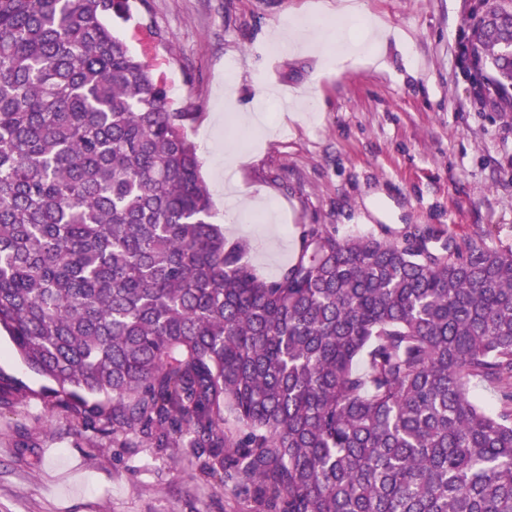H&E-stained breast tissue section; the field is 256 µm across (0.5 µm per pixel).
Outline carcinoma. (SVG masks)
<instances>
[{
	"instance_id": "cac0c4a2",
	"label": "carcinoma",
	"mask_w": 512,
	"mask_h": 512,
	"mask_svg": "<svg viewBox=\"0 0 512 512\" xmlns=\"http://www.w3.org/2000/svg\"><path fill=\"white\" fill-rule=\"evenodd\" d=\"M129 0H0V330L86 430L188 448L248 512H512V249L212 222ZM466 19L512 110V0ZM483 382L491 408L471 394ZM21 392L0 376V408Z\"/></svg>"
}]
</instances>
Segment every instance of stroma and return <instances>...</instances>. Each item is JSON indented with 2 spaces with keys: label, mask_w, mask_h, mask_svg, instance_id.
<instances>
[{
  "label": "stroma",
  "mask_w": 512,
  "mask_h": 512,
  "mask_svg": "<svg viewBox=\"0 0 512 512\" xmlns=\"http://www.w3.org/2000/svg\"><path fill=\"white\" fill-rule=\"evenodd\" d=\"M343 19L337 0H135L112 32L181 88L205 181L236 165L239 220L228 241L265 277L295 256L302 225L341 236L399 241L431 236L512 248V113L465 73L470 0H361ZM323 29L359 50L341 70L275 39L294 26ZM316 96L319 109L284 106ZM265 123L242 125L244 112ZM222 124L201 142L212 113ZM0 375L27 389L0 410V512H233L235 500L191 465L182 448L143 437L119 446L87 431L40 395L8 337Z\"/></svg>",
  "instance_id": "stroma-1"
}]
</instances>
